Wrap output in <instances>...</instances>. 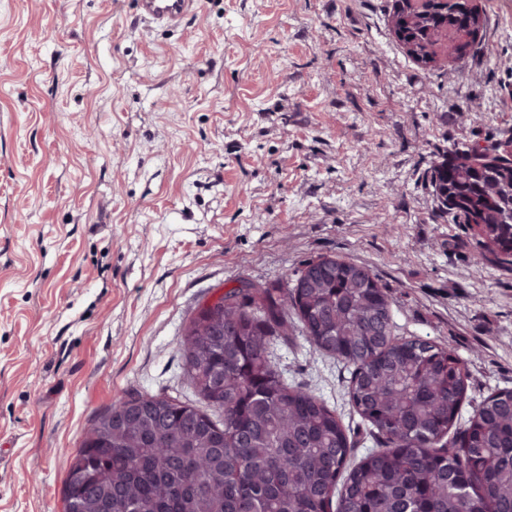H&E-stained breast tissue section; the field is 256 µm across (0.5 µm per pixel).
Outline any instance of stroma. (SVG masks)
<instances>
[{
    "mask_svg": "<svg viewBox=\"0 0 512 512\" xmlns=\"http://www.w3.org/2000/svg\"><path fill=\"white\" fill-rule=\"evenodd\" d=\"M472 60L434 70L394 0H0V512H64L70 460L118 399L197 396L185 325L242 282L336 256L376 275L394 332L470 368L463 415L512 389V269L475 260L426 186L451 150L512 136V0ZM288 383L377 448L350 366L302 337ZM200 0H138L139 15L163 26L178 25L198 9Z\"/></svg>",
    "mask_w": 512,
    "mask_h": 512,
    "instance_id": "35a3bbf8",
    "label": "stroma"
}]
</instances>
